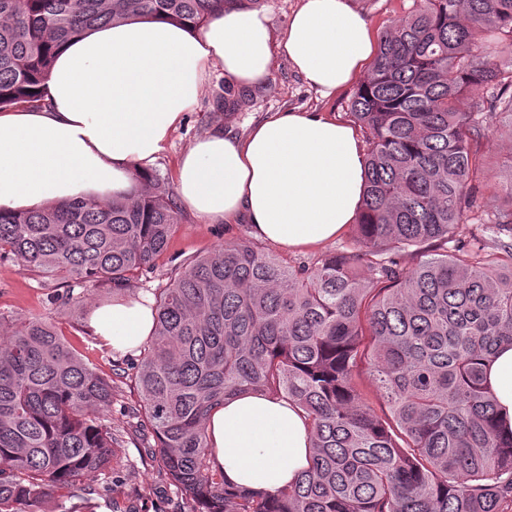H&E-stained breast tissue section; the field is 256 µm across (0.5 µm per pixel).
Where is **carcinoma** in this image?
<instances>
[{
    "label": "carcinoma",
    "instance_id": "1",
    "mask_svg": "<svg viewBox=\"0 0 512 512\" xmlns=\"http://www.w3.org/2000/svg\"><path fill=\"white\" fill-rule=\"evenodd\" d=\"M248 0H0V111L33 92L64 41L127 16L203 25ZM365 191L345 249L295 266L252 242L188 259L154 293L134 416L190 512H512V438L483 363L512 345V185L490 247L472 193L481 140L512 115V0H419L381 35L350 104ZM181 213L159 178L127 197L0 211V261L74 289L136 295ZM453 247H448V243ZM425 255L406 268L409 248ZM366 364L388 404L356 384ZM242 391L285 399L312 432L307 470L273 495L229 488L206 419ZM112 379L46 317L0 318V512L111 469Z\"/></svg>",
    "mask_w": 512,
    "mask_h": 512
}]
</instances>
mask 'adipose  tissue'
Listing matches in <instances>:
<instances>
[{
  "mask_svg": "<svg viewBox=\"0 0 512 512\" xmlns=\"http://www.w3.org/2000/svg\"><path fill=\"white\" fill-rule=\"evenodd\" d=\"M376 51L369 22L347 0H300L280 40L264 9L227 7L198 29L129 18L65 43L42 106L0 112V209L58 206L131 194L197 101L213 69L239 90L266 85L285 57L322 97L365 74ZM182 202L214 224H250L286 249L340 235L357 220L364 156L354 130L320 112H276L237 139L214 129L178 157ZM141 294L94 308L89 325L113 350L153 333ZM497 422L512 432V346L487 369ZM214 465L231 487L276 493L309 465L312 435L292 403L244 392L208 420Z\"/></svg>",
  "mask_w": 512,
  "mask_h": 512,
  "instance_id": "1",
  "label": "adipose tissue"
}]
</instances>
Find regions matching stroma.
Segmentation results:
<instances>
[{"label":"stroma","instance_id":"1","mask_svg":"<svg viewBox=\"0 0 512 512\" xmlns=\"http://www.w3.org/2000/svg\"><path fill=\"white\" fill-rule=\"evenodd\" d=\"M349 6L381 33L391 22L408 14L414 0H348ZM227 81L221 71H214L203 93L191 106L185 121L171 136L154 170L168 191H175L173 167L178 155L191 141L214 127L242 137L250 127L276 110L323 112L337 121L350 123V102L356 85L339 90L336 95L321 97L296 73L287 59H278L265 87L246 92V101L238 109L218 112L225 96ZM512 119L501 116L499 135L484 141L480 152L489 169L490 181L481 187L478 202L486 212L501 204L504 185L512 176V139L506 130ZM247 224H205L189 209H182L181 221L172 235L167 251L157 260L154 270L135 282L138 291L165 287L169 278L185 259L207 253L214 247L239 241H255ZM49 288L37 272L12 261H0V316H46L66 336L71 347L103 375H111L113 366H127L135 354L112 353L87 334L86 310L104 304L101 291L75 289L76 300L70 306L54 309L46 304ZM138 401L137 391L128 380L115 379L112 387V431L118 447L112 460V476L83 477L74 493L52 496L42 506L43 512H186L187 504L176 487L157 466L153 455L157 445L152 431L137 426L130 412Z\"/></svg>","mask_w":512,"mask_h":512}]
</instances>
